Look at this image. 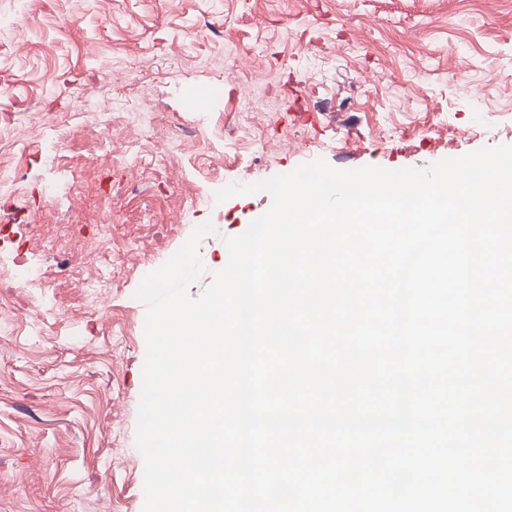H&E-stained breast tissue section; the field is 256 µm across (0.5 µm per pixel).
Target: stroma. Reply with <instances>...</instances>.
<instances>
[{
	"instance_id": "obj_1",
	"label": "stroma",
	"mask_w": 512,
	"mask_h": 512,
	"mask_svg": "<svg viewBox=\"0 0 512 512\" xmlns=\"http://www.w3.org/2000/svg\"><path fill=\"white\" fill-rule=\"evenodd\" d=\"M2 112L0 512H143L144 278L209 221L202 294L226 186L512 145V0H0Z\"/></svg>"
}]
</instances>
